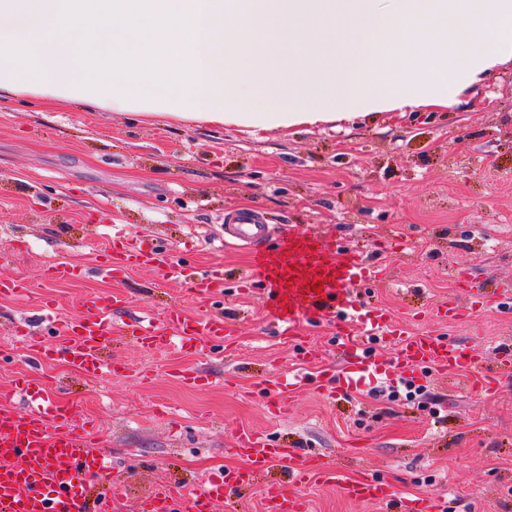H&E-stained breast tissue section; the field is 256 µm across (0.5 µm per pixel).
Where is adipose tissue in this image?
<instances>
[{"mask_svg":"<svg viewBox=\"0 0 512 512\" xmlns=\"http://www.w3.org/2000/svg\"><path fill=\"white\" fill-rule=\"evenodd\" d=\"M512 0H0V94L286 129L457 103Z\"/></svg>","mask_w":512,"mask_h":512,"instance_id":"adipose-tissue-1","label":"adipose tissue"}]
</instances>
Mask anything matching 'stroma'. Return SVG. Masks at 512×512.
<instances>
[{
  "mask_svg": "<svg viewBox=\"0 0 512 512\" xmlns=\"http://www.w3.org/2000/svg\"><path fill=\"white\" fill-rule=\"evenodd\" d=\"M461 99L444 110L281 131L0 98V276L25 277L34 289L0 298V389L27 369L29 350L16 331L39 330L44 300L53 303L55 340L85 297L113 290L127 298L112 314L118 325L163 317L174 305L199 316L191 290L201 270L218 268L224 318L236 327L231 352L189 357L173 347L141 348L116 332L104 356L132 363L139 376L91 382L59 358L40 368L46 398L75 405L95 426L94 449L127 478L131 493L112 512H138L139 496L158 484L247 469L235 450L244 428L322 457L345 477L435 494L441 512H512V373L485 397L437 370L422 378L429 392L422 399L390 401L366 388L322 395L326 372H337L342 358L337 324L313 317L299 335L281 336L267 291L239 290L248 254L220 243L225 221L242 210L257 212L275 243L291 225H315L341 245L329 262L346 246L385 268V283L364 296L398 319L425 314L451 294L465 300L466 278L498 288L489 308L432 329L440 340L475 347L495 367L500 349L512 345V62ZM119 229L159 247L182 266V278L168 280L156 267L117 281L90 273L96 251ZM55 261L86 273L49 282L45 271ZM305 346L319 350L316 366L298 361ZM185 366L209 374L213 385L182 387L171 373ZM278 370L303 371L308 380L274 418L262 382ZM271 483L296 490L277 462L212 512H267ZM305 496L309 512H400L399 503L353 502L331 487Z\"/></svg>",
  "mask_w": 512,
  "mask_h": 512,
  "instance_id": "1",
  "label": "stroma"
}]
</instances>
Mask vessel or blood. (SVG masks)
I'll return each instance as SVG.
<instances>
[{
  "mask_svg": "<svg viewBox=\"0 0 512 512\" xmlns=\"http://www.w3.org/2000/svg\"><path fill=\"white\" fill-rule=\"evenodd\" d=\"M225 235L241 242L250 251L252 280L269 285L282 302L284 334H292L299 318L320 315L336 321L345 346V363L338 375L339 387L358 389L377 379L400 383L416 381L430 369H461L467 374L465 387L474 393L491 391L496 377L485 367L471 347L443 342L428 332H414L395 323L387 309L372 306L357 292L361 286H378L385 270L370 262L363 251L350 249L342 262L332 264L326 256L335 248L312 225H298L288 234L284 250L272 252L263 243L269 228L260 217L242 214L226 224ZM102 271L119 276L131 267L162 266L168 278L179 276L177 265L168 263L161 250H149L136 240L118 233L98 256ZM324 278L321 291H314L316 278ZM466 302L448 299L430 308L436 320L451 322L485 308L490 299L485 285L466 281ZM125 297L112 293L88 299L80 316L67 324L60 343L47 346L30 330L18 333L38 358H63L89 380L102 374L133 375L124 362H108L101 348L112 333V312L122 307ZM126 335L143 347L153 349L178 339L181 349L199 354L214 347H226L232 332L223 317L205 314L194 317L181 307H171L163 318L131 319ZM395 342L392 358L379 356L376 347ZM16 390L23 392L29 406L18 412L0 406V512H112V502L124 497L127 488L113 477L101 454L91 451L94 427L80 422L74 410L64 405H45L41 387L27 378L18 379ZM238 449L248 456L254 472L267 469L279 459H289L290 477L299 483L340 486L344 495L356 501L379 503L400 500L402 512H439L436 495L404 496L390 481H345L336 468L321 457L274 447L250 431L237 438ZM236 473L220 474L192 487L159 485L145 494L142 512H212L215 502L226 498L240 483ZM270 512H307L303 498L268 486Z\"/></svg>",
  "mask_w": 512,
  "mask_h": 512,
  "instance_id": "b4317fda",
  "label": "vessel or blood"
}]
</instances>
